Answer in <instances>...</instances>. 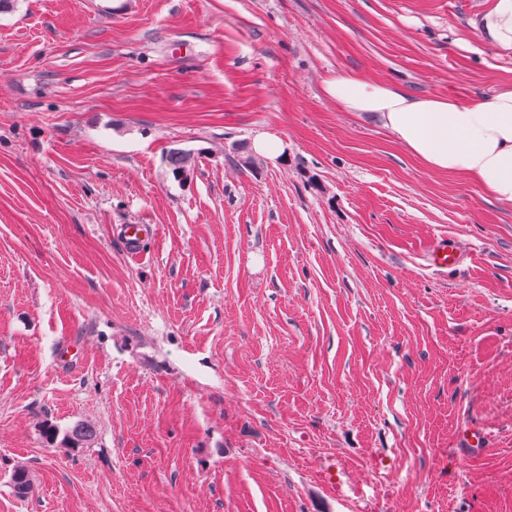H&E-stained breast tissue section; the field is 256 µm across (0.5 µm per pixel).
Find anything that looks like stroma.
<instances>
[{"label": "stroma", "instance_id": "obj_1", "mask_svg": "<svg viewBox=\"0 0 512 512\" xmlns=\"http://www.w3.org/2000/svg\"><path fill=\"white\" fill-rule=\"evenodd\" d=\"M493 2L0 14V512H512V210L322 92L512 83ZM479 37L504 52H512V0H494L476 24ZM460 258V253L453 245L448 244L447 239H442L429 256L431 263L439 268L455 266L459 263ZM489 433L485 428L465 426L461 431L460 452L464 455L466 452L479 453L485 451L488 447Z\"/></svg>", "mask_w": 512, "mask_h": 512}]
</instances>
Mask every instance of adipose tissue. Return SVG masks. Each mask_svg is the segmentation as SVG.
<instances>
[{"label": "adipose tissue", "instance_id": "obj_1", "mask_svg": "<svg viewBox=\"0 0 512 512\" xmlns=\"http://www.w3.org/2000/svg\"><path fill=\"white\" fill-rule=\"evenodd\" d=\"M476 29L483 41L512 52V0H494ZM324 93L344 111L373 117L429 170L466 176L512 208V85L462 102L340 73Z\"/></svg>", "mask_w": 512, "mask_h": 512}]
</instances>
